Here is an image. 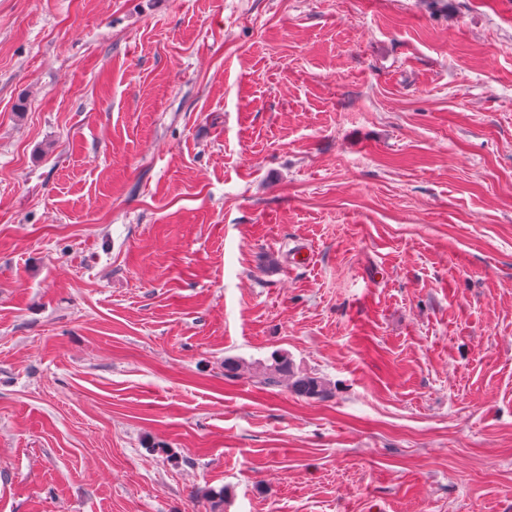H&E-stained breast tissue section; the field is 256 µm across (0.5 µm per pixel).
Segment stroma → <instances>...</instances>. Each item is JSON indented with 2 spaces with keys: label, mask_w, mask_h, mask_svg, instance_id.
Here are the masks:
<instances>
[{
  "label": "stroma",
  "mask_w": 512,
  "mask_h": 512,
  "mask_svg": "<svg viewBox=\"0 0 512 512\" xmlns=\"http://www.w3.org/2000/svg\"><path fill=\"white\" fill-rule=\"evenodd\" d=\"M0 512H512V0H0ZM258 383L264 387H285L306 399H324L329 394V384L324 378L302 372L284 353L271 355Z\"/></svg>",
  "instance_id": "35a3bbf8"
}]
</instances>
